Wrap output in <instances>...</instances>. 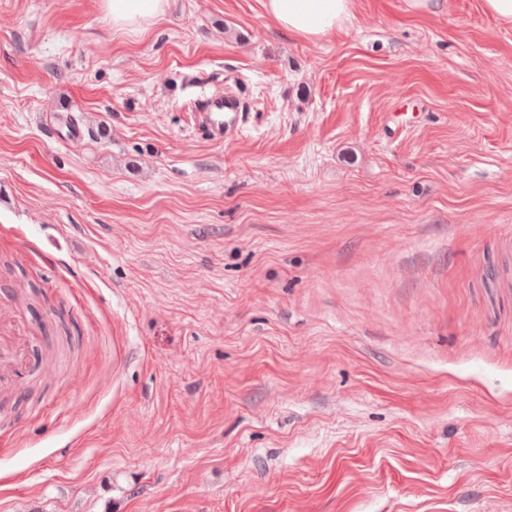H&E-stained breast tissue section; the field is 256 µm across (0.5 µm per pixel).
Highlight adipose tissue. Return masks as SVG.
I'll return each instance as SVG.
<instances>
[{"label":"adipose tissue","mask_w":512,"mask_h":512,"mask_svg":"<svg viewBox=\"0 0 512 512\" xmlns=\"http://www.w3.org/2000/svg\"><path fill=\"white\" fill-rule=\"evenodd\" d=\"M169 0H100L119 35L144 33L166 14ZM265 16L288 35L317 41L341 30L355 0H262Z\"/></svg>","instance_id":"1"}]
</instances>
